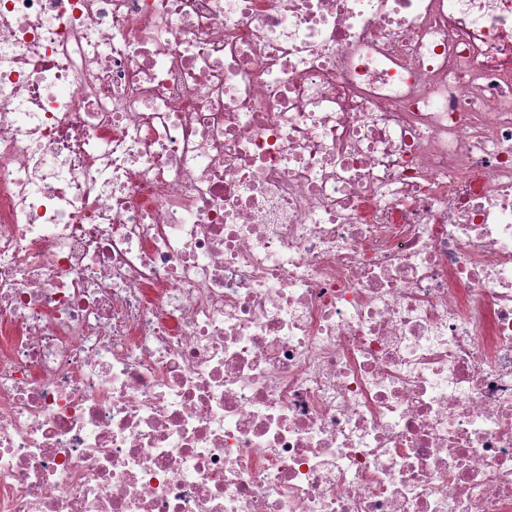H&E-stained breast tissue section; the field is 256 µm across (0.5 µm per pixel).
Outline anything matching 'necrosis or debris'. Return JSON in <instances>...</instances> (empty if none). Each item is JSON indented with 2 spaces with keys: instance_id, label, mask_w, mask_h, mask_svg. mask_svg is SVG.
Instances as JSON below:
<instances>
[{
  "instance_id": "obj_1",
  "label": "necrosis or debris",
  "mask_w": 512,
  "mask_h": 512,
  "mask_svg": "<svg viewBox=\"0 0 512 512\" xmlns=\"http://www.w3.org/2000/svg\"><path fill=\"white\" fill-rule=\"evenodd\" d=\"M0 512H512V0H0Z\"/></svg>"
}]
</instances>
